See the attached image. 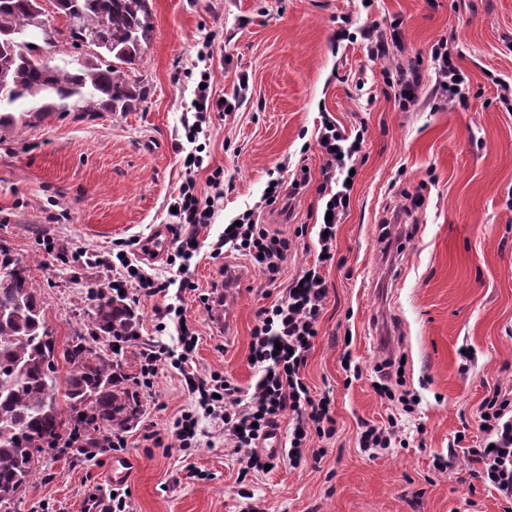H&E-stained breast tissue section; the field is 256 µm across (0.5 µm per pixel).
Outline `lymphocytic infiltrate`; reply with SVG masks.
Listing matches in <instances>:
<instances>
[{"instance_id": "f902f5d3", "label": "lymphocytic infiltrate", "mask_w": 512, "mask_h": 512, "mask_svg": "<svg viewBox=\"0 0 512 512\" xmlns=\"http://www.w3.org/2000/svg\"><path fill=\"white\" fill-rule=\"evenodd\" d=\"M369 56L374 61L394 64L397 100L400 107L416 105L422 91L421 68L424 62L434 64L437 86L441 97L456 98L461 82L460 69L454 51L447 40L432 44L427 57L416 56L407 60L398 58L404 48V34L400 24L389 29L369 27L365 34ZM248 90L247 80H240L229 99L213 96L211 88H196L195 120L185 124V137L193 144L195 155L186 162L188 175L174 199L175 213L171 224L174 256L189 262L197 251L195 246L201 232L211 224L220 202L224 198V171L217 168L208 175V193H201L193 176L202 169L203 148L198 139L209 124L211 116H225L228 109L236 107ZM365 128H357L355 135L340 131L334 122L323 121L318 130L317 144L322 155L323 181L318 186L319 196L325 197L326 210L332 219L319 226L320 256L304 274L298 275L285 289L282 297L270 306L260 308L250 333L249 361L256 367L259 377L251 392H243L232 378L212 374L198 379L186 372L187 389L196 397L198 411H185L176 417L164 431H152L146 438L155 446L172 442L181 448L196 445L200 415H207L224 426V440L236 448L248 449L247 469H261L265 460L256 453L257 444L276 430L285 414L294 419L288 429V460L300 466L307 460V444L311 436H332L336 420L331 414L329 396L314 397L301 375L310 350L318 335L321 311L328 298V288L321 270L326 262L334 260L336 251V223L350 206L352 187L337 184V173L347 172L348 161L361 152L365 142ZM310 184L309 172L270 179L269 192L263 193L253 208L240 215L238 224H226L218 239V247L239 253L257 269L267 281L276 282L292 248L291 240L272 225L261 223L260 215L268 211L284 195H296ZM121 272L113 278V291L140 297L167 296L170 284L135 265L131 257L119 260ZM177 348L162 347L149 350L140 367L142 377H153L161 361L168 360L184 368L197 347L198 336L186 318L177 320ZM481 428L485 434L482 445L466 451L471 474L492 487L499 497L512 504V392L495 390L484 401Z\"/></svg>"}]
</instances>
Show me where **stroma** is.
Returning a JSON list of instances; mask_svg holds the SVG:
<instances>
[{
	"instance_id": "stroma-1",
	"label": "stroma",
	"mask_w": 512,
	"mask_h": 512,
	"mask_svg": "<svg viewBox=\"0 0 512 512\" xmlns=\"http://www.w3.org/2000/svg\"><path fill=\"white\" fill-rule=\"evenodd\" d=\"M154 36L126 66L143 98L129 112H70L0 140V246L24 261L41 290L58 341L87 332L89 296L113 271L73 261L69 247L110 256L170 224L168 206L186 178L194 74L211 67L212 92H249L235 112L213 117L206 169L220 168L233 189L200 236L188 270L145 263L162 278H186L195 290L140 299L139 335L118 358L137 377L146 349L177 343L174 325L158 329V309L181 306L199 336L185 369L163 362L152 386H139L142 414L123 448L92 458L62 454L42 465L32 487L7 512H87L119 490L127 512H503L496 492L473 479L465 449L483 438L479 410L494 388L512 390V108L495 78L512 83V0H151ZM401 19L405 54L454 42L466 105L436 97V73L422 66V96L402 110L363 37ZM210 62H200V50ZM367 129L366 149L347 212L336 226V256L322 273L329 288L318 336L302 372L312 396L334 400L336 433L312 438L314 458L292 467L285 453L269 468L241 475L246 450L225 444L221 424L200 417L193 448L147 447L146 427L164 428L195 399L183 374L228 375L245 390L257 379L250 331L260 308L314 262L324 203L316 186L323 120ZM307 165L313 185L291 210L267 223L293 241L281 279L269 284L243 257L213 256L225 224L259 201L270 173ZM423 206L404 211L402 189ZM404 244L394 263L380 252L381 219ZM245 280L226 306L206 308L201 294L221 266ZM231 311L232 332L219 318ZM392 340L406 360L413 413L381 400L372 384L378 345ZM360 364L351 379L343 355ZM397 419L391 448L359 446L362 423ZM127 470L111 481L114 462Z\"/></svg>"
}]
</instances>
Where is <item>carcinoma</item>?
<instances>
[{"mask_svg":"<svg viewBox=\"0 0 512 512\" xmlns=\"http://www.w3.org/2000/svg\"><path fill=\"white\" fill-rule=\"evenodd\" d=\"M57 2L62 14L81 16L80 30L69 29L71 44L97 52L74 67L49 64L33 34L34 0H0V79L10 88L0 99V138L56 112H128L140 100L141 87L124 65L141 58L153 38L149 0ZM12 264L19 270L0 277V505L33 484L40 465L27 449L35 443L52 453L76 434L87 444L78 452L87 456L89 446L126 430L140 412L114 356V342L138 333L135 309L99 288L89 314L96 337L59 347L27 264L0 249V268Z\"/></svg>","mask_w":512,"mask_h":512,"instance_id":"cac0c4a2","label":"carcinoma"}]
</instances>
